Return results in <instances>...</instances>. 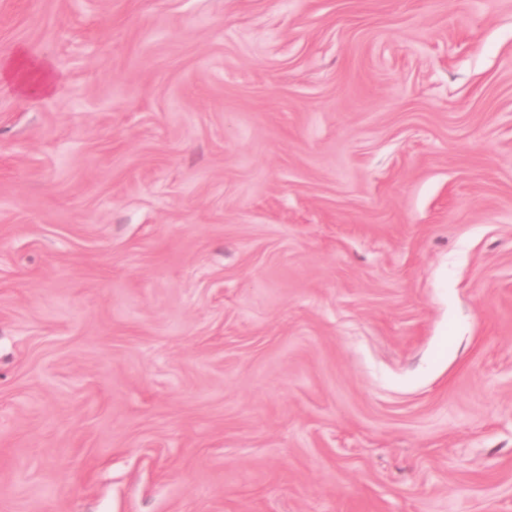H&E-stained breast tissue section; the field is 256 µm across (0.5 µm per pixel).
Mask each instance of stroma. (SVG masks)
Instances as JSON below:
<instances>
[{
    "label": "stroma",
    "instance_id": "1",
    "mask_svg": "<svg viewBox=\"0 0 512 512\" xmlns=\"http://www.w3.org/2000/svg\"><path fill=\"white\" fill-rule=\"evenodd\" d=\"M0 512H512V0H0Z\"/></svg>",
    "mask_w": 512,
    "mask_h": 512
}]
</instances>
